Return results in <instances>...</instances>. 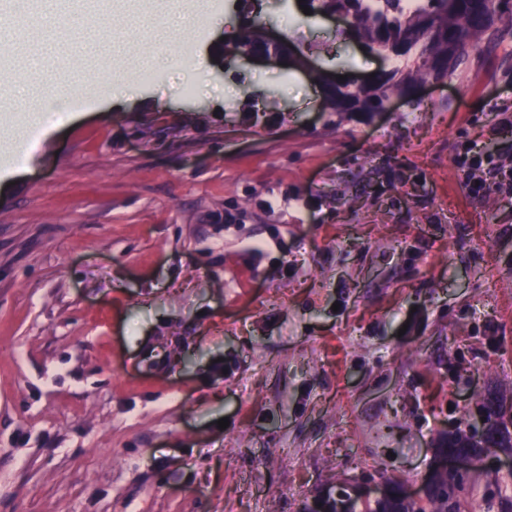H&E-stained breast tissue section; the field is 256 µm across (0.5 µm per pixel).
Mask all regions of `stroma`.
I'll return each mask as SVG.
<instances>
[{
	"instance_id": "stroma-1",
	"label": "stroma",
	"mask_w": 512,
	"mask_h": 512,
	"mask_svg": "<svg viewBox=\"0 0 512 512\" xmlns=\"http://www.w3.org/2000/svg\"><path fill=\"white\" fill-rule=\"evenodd\" d=\"M7 9L0 135L33 132L0 159V512H303L381 461L418 488L488 392L512 408V192L493 187L512 36L343 118L315 71L391 63L336 20L272 0H213L202 27L106 0ZM247 22L309 68L226 59ZM76 78L82 105L38 123L47 81ZM472 149L496 168H459ZM502 457L455 512H512Z\"/></svg>"
}]
</instances>
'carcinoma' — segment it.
<instances>
[{
  "label": "carcinoma",
  "mask_w": 512,
  "mask_h": 512,
  "mask_svg": "<svg viewBox=\"0 0 512 512\" xmlns=\"http://www.w3.org/2000/svg\"><path fill=\"white\" fill-rule=\"evenodd\" d=\"M305 0L312 15L336 12L353 19L350 36L372 53L384 54L400 65L378 75L366 87L344 84L325 99V111L344 116L355 108L371 112L393 94L410 97L414 87L430 76L457 75L479 45L498 46L512 33V16L494 21L493 0ZM500 399L490 393L483 403L485 420L471 434L445 436L439 449L475 451L479 448H512V432L500 426ZM383 476L380 496L365 503L362 512H453L448 474L437 475L441 493L421 501L401 498L398 481ZM357 500L349 494L323 502V512H355Z\"/></svg>",
  "instance_id": "obj_1"
}]
</instances>
